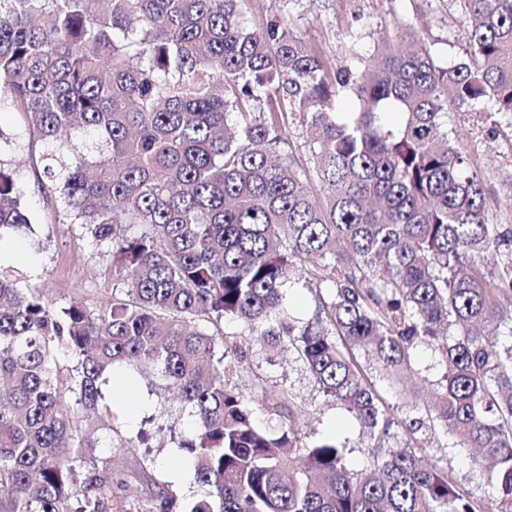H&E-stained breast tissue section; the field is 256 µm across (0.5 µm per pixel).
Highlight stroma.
Instances as JSON below:
<instances>
[{
  "label": "stroma",
  "instance_id": "1",
  "mask_svg": "<svg viewBox=\"0 0 512 512\" xmlns=\"http://www.w3.org/2000/svg\"><path fill=\"white\" fill-rule=\"evenodd\" d=\"M241 9L254 28H262L272 16L291 18L295 31L332 63L350 60L353 54L369 55L382 31L394 23L413 24L433 44L439 62L462 56L458 6L455 0H241ZM448 124L466 148L470 149L480 172L487 197L488 219L500 230L512 231V144L506 142L493 120L472 112H452ZM0 160L15 168L25 190V203L33 218V228L5 236L11 251L0 257V264L17 267L29 285L41 291L56 305L79 298L95 304L111 295L113 282L109 257L90 239L83 237L76 224L53 220L55 207L39 194L32 168L31 146L19 114L8 104L0 105ZM251 367L264 378L254 386L242 378L243 390L252 399L254 416L260 423H291L303 441L333 432L354 444L353 462H360L367 443L340 410L330 406L316 383L293 353L253 343ZM445 368L427 350H419L413 371L404 373L391 403L397 419L408 415L412 402H422L442 377ZM138 411L128 418L126 402L114 398L111 418L101 423L91 450L94 457L112 456L125 478L137 486L139 495L162 490L174 496L177 505L198 491L192 471L174 454V448L188 425L187 416L158 376L138 379L135 385ZM288 390V406L275 408L272 395ZM145 434L137 455L123 456L122 441ZM432 461L444 468L464 492L482 499L487 496V479L474 470L469 449L439 437L428 449Z\"/></svg>",
  "mask_w": 512,
  "mask_h": 512
}]
</instances>
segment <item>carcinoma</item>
I'll list each match as a JSON object with an SVG mask.
<instances>
[{"label":"carcinoma","mask_w":512,"mask_h":512,"mask_svg":"<svg viewBox=\"0 0 512 512\" xmlns=\"http://www.w3.org/2000/svg\"><path fill=\"white\" fill-rule=\"evenodd\" d=\"M240 2L0 0V99L40 146L37 190L124 285L54 306L0 265V512H116L130 485L112 456L84 464L117 369L160 375L190 408L177 451L205 493L184 512H512V331L492 339L512 321V261H492L504 234L448 127L512 119V0H457L465 49L444 66L404 23L333 66ZM290 125L321 200L281 148ZM23 196L0 160V236L31 229ZM324 282L311 318L292 316L287 293ZM229 325L244 343L228 351ZM253 341L292 350L367 436L360 469L331 435L254 418ZM421 345L446 371L398 441L373 374L396 382ZM438 430L478 449L487 501L421 455L416 433ZM284 137L288 143V145L285 146V150L290 149L295 154L299 165L306 169L307 172L309 171L311 177L310 186L314 193L321 197L324 191L313 172L314 163L307 146L308 143L305 131L301 127L290 126L285 131Z\"/></svg>","instance_id":"carcinoma-1"}]
</instances>
